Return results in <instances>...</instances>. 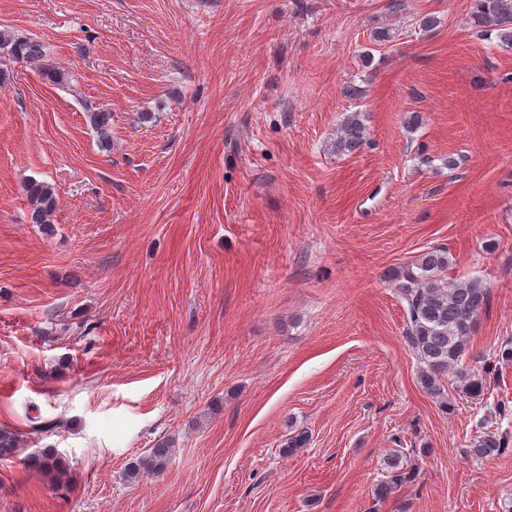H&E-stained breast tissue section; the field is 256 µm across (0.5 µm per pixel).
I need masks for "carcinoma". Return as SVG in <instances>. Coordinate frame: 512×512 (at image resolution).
I'll return each instance as SVG.
<instances>
[{"label": "carcinoma", "mask_w": 512, "mask_h": 512, "mask_svg": "<svg viewBox=\"0 0 512 512\" xmlns=\"http://www.w3.org/2000/svg\"><path fill=\"white\" fill-rule=\"evenodd\" d=\"M471 19L484 36H494L500 43L512 45V0H474ZM6 57L38 65L43 79L52 84L61 85L67 79L66 73L47 63L43 43L34 38L0 31V59ZM88 119L101 144L107 145L111 139V113L91 112ZM366 137L361 113L347 114L336 130V152L353 153L363 146ZM24 192L30 204V222L50 229L56 207L52 187L31 180L25 184ZM448 266V251L431 248L413 263L391 269L389 279L405 302V335L422 364L419 375L422 388L429 395L440 397L441 377L451 371L457 391L479 400L488 388L492 364L512 362V346L499 349L492 363L486 362L479 368L466 365V360L472 357L470 340L477 319L489 302V289L478 280L449 276ZM508 447L504 436L483 431L474 436L470 452L480 459L494 458ZM31 465L40 471L60 474L64 470V457L58 449L47 448L31 460ZM413 478V472L400 467L398 459L391 458L386 475L374 487V499L385 500Z\"/></svg>", "instance_id": "cac0c4a2"}]
</instances>
